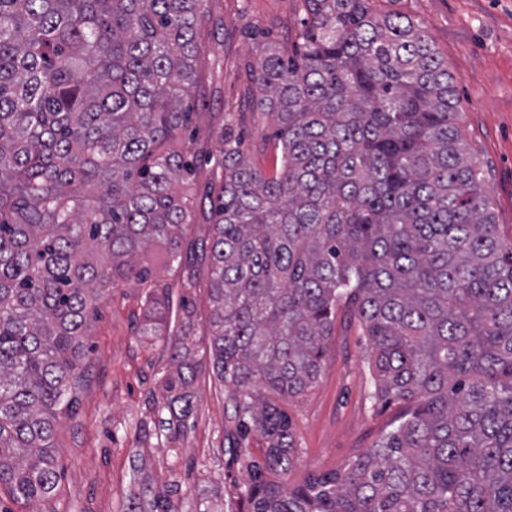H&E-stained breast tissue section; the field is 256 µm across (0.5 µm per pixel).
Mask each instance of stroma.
<instances>
[{
    "mask_svg": "<svg viewBox=\"0 0 512 512\" xmlns=\"http://www.w3.org/2000/svg\"><path fill=\"white\" fill-rule=\"evenodd\" d=\"M199 26L197 74L188 137L202 157L191 182L192 220L181 241L183 255L197 254L212 236V160L219 137L234 119L252 162L271 170L276 142L270 116L252 109V84L244 66L256 56L252 31L280 43L294 39L304 16L301 0H205ZM378 10L398 12L427 32L458 101L459 127L486 169L499 233L512 239V0H374ZM148 257L151 277L166 285L171 308L165 334L144 333L146 288L126 281L101 297L85 338L86 381L74 413L56 429L60 479L54 497L13 503L0 487V512H154L155 495L170 497L178 512H248L239 490L263 458V439L250 433L232 442L234 411L204 352L210 308L206 264L192 287L168 265L161 249ZM192 304L184 323L181 299ZM191 333L197 371L190 386L192 415L171 422L163 407V381L173 372L170 338ZM369 341L357 320L338 315L335 334L316 385L278 402L291 422L296 463L281 476L296 487L340 470L370 447L400 413L376 410L375 382L367 362Z\"/></svg>",
    "mask_w": 512,
    "mask_h": 512,
    "instance_id": "35a3bbf8",
    "label": "stroma"
}]
</instances>
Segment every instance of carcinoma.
I'll return each mask as SVG.
<instances>
[{"mask_svg": "<svg viewBox=\"0 0 512 512\" xmlns=\"http://www.w3.org/2000/svg\"><path fill=\"white\" fill-rule=\"evenodd\" d=\"M292 44L246 76L276 126L268 175L224 124L208 259L206 354L235 415L287 472L276 399L318 381L336 316L369 336L397 427L341 471L283 487L254 471L251 512H512V243L459 128L448 65L371 0H303ZM204 0H0V486L54 495L55 430L85 382L89 309L179 249ZM164 408L183 422L196 362L171 341Z\"/></svg>", "mask_w": 512, "mask_h": 512, "instance_id": "carcinoma-1", "label": "carcinoma"}]
</instances>
